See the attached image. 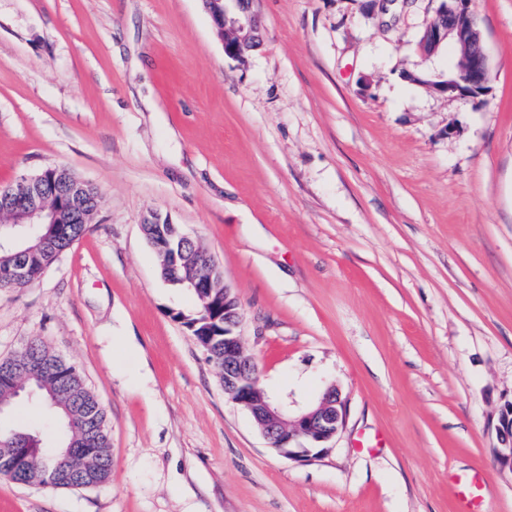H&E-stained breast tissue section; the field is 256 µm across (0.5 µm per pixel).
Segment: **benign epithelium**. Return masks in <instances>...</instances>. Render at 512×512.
Listing matches in <instances>:
<instances>
[{
	"label": "benign epithelium",
	"mask_w": 512,
	"mask_h": 512,
	"mask_svg": "<svg viewBox=\"0 0 512 512\" xmlns=\"http://www.w3.org/2000/svg\"><path fill=\"white\" fill-rule=\"evenodd\" d=\"M213 25L224 37V52L243 58L260 43V27L250 12L251 0H203ZM471 0H440L434 18L425 26L418 47L430 59L447 43L458 54V65L446 73L423 70L408 78L442 94L477 98L489 92L488 57L481 30L470 8ZM93 213L86 195V181L65 167H49L25 177L19 186L0 187V229L15 227L25 234L34 225L55 228L59 224H87ZM145 234L152 246L172 256L166 274L181 275L224 316V331L207 319L187 327L193 336H224V394L246 409L271 448L290 460L309 461L321 456L325 444L343 429L347 405L336 385L326 387L310 407L295 411L285 402H273L260 385L253 360L239 335L240 305L229 286L216 290L211 278L201 273L206 264L202 247L190 249L192 237L167 217L153 213L145 219ZM495 457L501 470L512 473V400L498 412Z\"/></svg>",
	"instance_id": "benign-epithelium-1"
}]
</instances>
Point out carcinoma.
Listing matches in <instances>:
<instances>
[{"label":"carcinoma","mask_w":512,"mask_h":512,"mask_svg":"<svg viewBox=\"0 0 512 512\" xmlns=\"http://www.w3.org/2000/svg\"><path fill=\"white\" fill-rule=\"evenodd\" d=\"M87 231L85 224H62L52 241L44 246L33 270L40 275L58 254L68 250ZM45 228L20 237L0 248V289L20 284L7 277L9 268L28 262L27 250L38 242ZM34 392V399L48 406L52 416L28 427L0 424V440L20 449L18 461L1 463L0 475L19 483L39 482L68 489L98 485L108 479L112 461L109 453L81 462L74 471L57 469L50 456L54 449L43 445V435L60 431L64 448H107L109 438L105 412L86 387L76 368L57 356L39 339L30 340L15 356L0 360V404L13 405L19 392Z\"/></svg>","instance_id":"obj_1"}]
</instances>
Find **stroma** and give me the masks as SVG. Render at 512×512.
<instances>
[{"mask_svg":"<svg viewBox=\"0 0 512 512\" xmlns=\"http://www.w3.org/2000/svg\"><path fill=\"white\" fill-rule=\"evenodd\" d=\"M438 0H253L224 52L202 0H0V187L64 166L103 196L88 232L0 289V359L40 338L103 407L112 470L80 489L0 476V512H512L493 450L512 399V0H472L487 96L420 35ZM160 100L159 115L145 102ZM169 216L240 303L268 396L335 382L347 422L312 461L269 447L172 314L141 223Z\"/></svg>","mask_w":512,"mask_h":512,"instance_id":"35a3bbf8","label":"stroma"}]
</instances>
